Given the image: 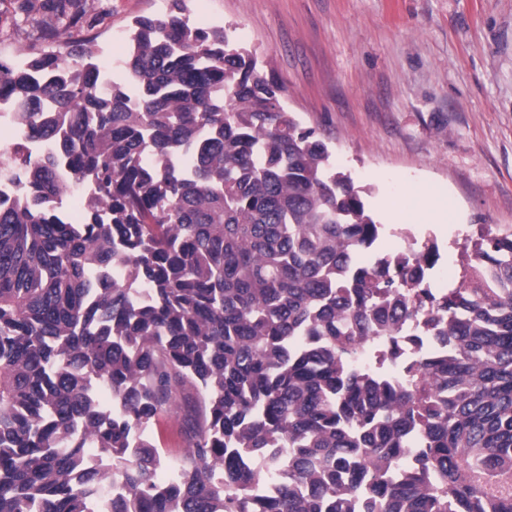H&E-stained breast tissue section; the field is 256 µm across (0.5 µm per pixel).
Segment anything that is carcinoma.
I'll return each instance as SVG.
<instances>
[{"label": "carcinoma", "instance_id": "cac0c4a2", "mask_svg": "<svg viewBox=\"0 0 512 512\" xmlns=\"http://www.w3.org/2000/svg\"><path fill=\"white\" fill-rule=\"evenodd\" d=\"M19 9L44 41L91 28L87 0ZM186 11L137 18L105 90L89 35L0 59V99L50 146L3 170L0 512H512V232L464 247L439 298L397 255L355 265L379 231L353 181ZM411 318L443 351L397 384L354 367ZM171 410L162 481L146 430ZM179 423L178 414L169 412L160 415L153 426L148 428V433L153 435L156 445L161 448L168 459L181 454L182 448H185V443L180 435Z\"/></svg>", "mask_w": 512, "mask_h": 512}]
</instances>
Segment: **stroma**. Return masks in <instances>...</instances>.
Listing matches in <instances>:
<instances>
[{
	"label": "stroma",
	"mask_w": 512,
	"mask_h": 512,
	"mask_svg": "<svg viewBox=\"0 0 512 512\" xmlns=\"http://www.w3.org/2000/svg\"><path fill=\"white\" fill-rule=\"evenodd\" d=\"M97 49L167 0H89ZM255 50L283 101L350 173L380 228L378 252L458 255L481 229H512V0H189ZM18 0H0V56L37 46ZM442 188L448 221L410 216Z\"/></svg>",
	"instance_id": "obj_1"
}]
</instances>
